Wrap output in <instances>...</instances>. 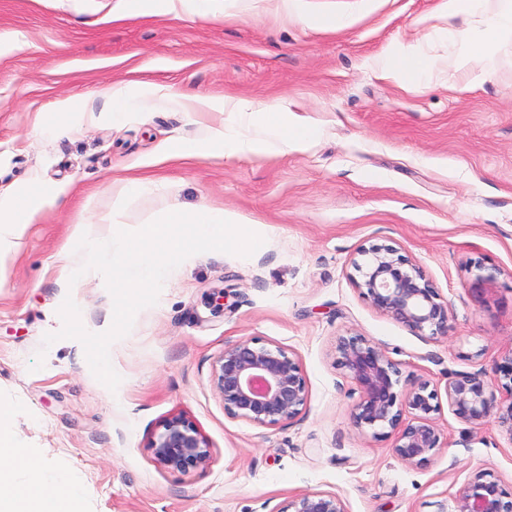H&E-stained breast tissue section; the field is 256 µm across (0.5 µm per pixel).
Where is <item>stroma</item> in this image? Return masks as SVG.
Returning a JSON list of instances; mask_svg holds the SVG:
<instances>
[{"mask_svg":"<svg viewBox=\"0 0 512 512\" xmlns=\"http://www.w3.org/2000/svg\"><path fill=\"white\" fill-rule=\"evenodd\" d=\"M443 0H301L319 30L282 0H216L215 20L133 17L132 0H0V194L30 182L60 189L0 263V400L23 407L11 427L26 452L83 487V512H281L305 492H330L346 512H437L477 472L512 487V438L443 408V446L403 466L390 436L361 435L359 393L335 365L338 337L360 334L414 380L444 392L449 377L492 371L512 351V42L467 71L442 63L477 25ZM420 42L437 67L405 87L377 61ZM139 81L178 94L276 104L318 126L300 151L170 157L180 139L239 123L231 112L157 110L103 117L112 85ZM82 97L78 130L60 102ZM129 177L153 180L128 196ZM219 208L264 237L248 258L220 252L179 265L157 303L115 341L122 382L95 379L82 344L61 339L72 296L85 328L106 331L113 301L95 271L69 275L72 235H111L123 209L144 224L173 208ZM388 244L421 268L452 313L448 336H418L374 309L351 277L358 249ZM496 269L481 289L478 266ZM257 337L294 352L308 387L300 415L275 428L229 418L211 381L225 347ZM42 369H35L36 359ZM211 446L206 468L158 465L148 446L174 413Z\"/></svg>","mask_w":512,"mask_h":512,"instance_id":"1","label":"stroma"}]
</instances>
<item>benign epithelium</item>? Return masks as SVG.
<instances>
[{"instance_id": "7a95c632", "label": "benign epithelium", "mask_w": 512, "mask_h": 512, "mask_svg": "<svg viewBox=\"0 0 512 512\" xmlns=\"http://www.w3.org/2000/svg\"><path fill=\"white\" fill-rule=\"evenodd\" d=\"M352 260L354 286L377 311L418 336L448 337L450 309L420 268L389 245H371ZM336 366L359 391L350 420L360 434L373 436L388 429L395 435L393 453L406 467L427 465L441 448L436 415L441 405L428 384L420 382L405 393L396 390L399 365L370 339L342 336L336 342ZM496 386L486 372L457 373L446 386L448 406L460 419L482 427L493 423L512 437V351L495 363ZM212 383L224 403V413L250 424L273 428L301 413L308 390L297 357L290 350L259 339L243 340L224 348L212 364ZM504 390L508 399L497 397ZM410 414L404 420V413ZM155 461L163 468L187 472L207 467L211 447L196 425L181 414L165 419L149 442ZM438 512H512V491L485 473L476 474ZM282 512H346L335 493L307 492Z\"/></svg>"}]
</instances>
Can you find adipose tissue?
Returning <instances> with one entry per match:
<instances>
[{
    "mask_svg": "<svg viewBox=\"0 0 512 512\" xmlns=\"http://www.w3.org/2000/svg\"><path fill=\"white\" fill-rule=\"evenodd\" d=\"M449 16L477 17L480 28L447 59L452 71L467 69L483 58L491 44L512 41V0H445ZM434 66L419 44L399 45L385 55L381 69L387 77L410 85L421 80ZM193 108L199 112L230 110L240 116L259 113L254 130L226 128L209 131L207 136L179 144L176 158L190 161L205 154L276 155L311 144L318 135L316 126L290 119L278 107L255 105L249 100L226 103L224 99L185 96L162 87L129 82L113 86L105 109L110 119L119 121L129 112ZM55 193L26 186L0 197V258L14 246L25 229L36 223ZM19 405L0 403V512H80L82 492L65 474L45 468L41 459L23 450L8 426L19 412Z\"/></svg>",
    "mask_w": 512,
    "mask_h": 512,
    "instance_id": "ef3b65f1",
    "label": "adipose tissue"
}]
</instances>
